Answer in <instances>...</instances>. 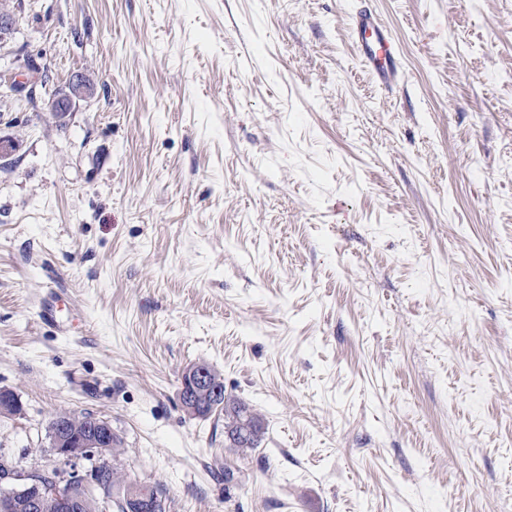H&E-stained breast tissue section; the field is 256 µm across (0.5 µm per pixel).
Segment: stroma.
I'll use <instances>...</instances> for the list:
<instances>
[{
    "label": "stroma",
    "instance_id": "stroma-1",
    "mask_svg": "<svg viewBox=\"0 0 512 512\" xmlns=\"http://www.w3.org/2000/svg\"><path fill=\"white\" fill-rule=\"evenodd\" d=\"M6 3L49 80L0 97V458L66 409L165 512H512V0ZM201 361L259 447L183 411ZM355 50L379 85L390 89L400 73L399 50L382 21L369 9L355 12ZM211 414L207 417L224 415V432L228 427H238L247 420L245 414L249 413L247 434H239L235 448H256L262 440L264 431L260 420L251 412L249 406L236 399L223 398L208 409ZM205 418V419H207Z\"/></svg>",
    "mask_w": 512,
    "mask_h": 512
}]
</instances>
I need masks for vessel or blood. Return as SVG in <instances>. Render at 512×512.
I'll list each match as a JSON object with an SVG mask.
<instances>
[{
    "label": "vessel or blood",
    "mask_w": 512,
    "mask_h": 512,
    "mask_svg": "<svg viewBox=\"0 0 512 512\" xmlns=\"http://www.w3.org/2000/svg\"><path fill=\"white\" fill-rule=\"evenodd\" d=\"M353 25L356 52L378 84L392 87L400 73V57L386 26L367 9L355 12Z\"/></svg>",
    "instance_id": "obj_1"
}]
</instances>
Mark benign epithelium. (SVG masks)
<instances>
[{
  "label": "benign epithelium",
  "mask_w": 512,
  "mask_h": 512,
  "mask_svg": "<svg viewBox=\"0 0 512 512\" xmlns=\"http://www.w3.org/2000/svg\"><path fill=\"white\" fill-rule=\"evenodd\" d=\"M207 394H220V388L211 379L209 367L201 363L188 366L182 372L179 386L183 410L190 416L201 417L203 406L198 398ZM49 439L60 463V468L52 469L55 474L52 482L44 481L41 471L22 474L5 462L0 464V512H11L19 498L27 499L29 508L35 509L50 497L63 512H77L82 499L71 494L70 486L74 484L79 485L84 496L97 499L104 512H110L115 499L112 487L100 481L97 468L86 469L82 461L96 457L107 468H112V424L97 418L93 428L82 436L65 434L62 426L56 425L52 427Z\"/></svg>",
  "instance_id": "benign-epithelium-1"
}]
</instances>
